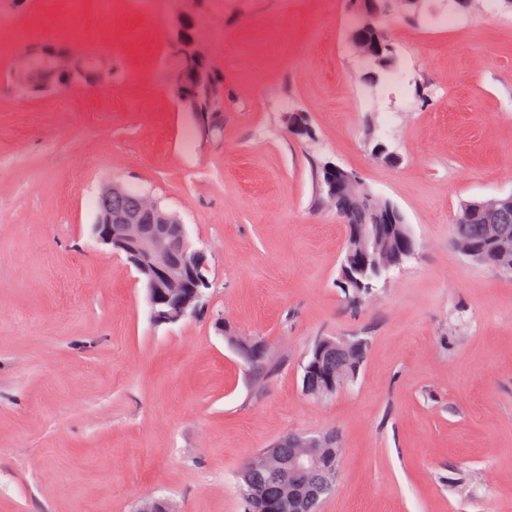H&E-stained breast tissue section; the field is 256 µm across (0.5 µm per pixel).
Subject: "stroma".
Instances as JSON below:
<instances>
[{
  "label": "stroma",
  "instance_id": "stroma-1",
  "mask_svg": "<svg viewBox=\"0 0 512 512\" xmlns=\"http://www.w3.org/2000/svg\"><path fill=\"white\" fill-rule=\"evenodd\" d=\"M185 17L211 112L173 92ZM354 22L349 0H0V512H247L241 468L298 432L342 447L319 512H512V275L453 244L463 202L512 194V13L385 16L398 67L373 84ZM47 44L91 76L20 91L23 51ZM328 162L417 242L357 305ZM109 182L161 199L206 248L198 311L156 324L144 281L97 242ZM232 334L265 341L277 370L256 381ZM322 336L368 349L319 400L302 366Z\"/></svg>",
  "mask_w": 512,
  "mask_h": 512
}]
</instances>
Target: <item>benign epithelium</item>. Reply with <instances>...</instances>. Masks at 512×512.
I'll return each instance as SVG.
<instances>
[{"instance_id": "1", "label": "benign epithelium", "mask_w": 512, "mask_h": 512, "mask_svg": "<svg viewBox=\"0 0 512 512\" xmlns=\"http://www.w3.org/2000/svg\"><path fill=\"white\" fill-rule=\"evenodd\" d=\"M421 0H351V8L361 17L350 30L349 39L361 57L377 69L391 71L398 64L394 48L382 28L381 15L391 12L414 13ZM172 51L178 62L173 89L182 101H190L201 87L211 86V77L193 48L188 35L177 41ZM45 59L40 67L24 66L14 73L23 89L50 87L67 75L79 79L83 63L73 54L58 53L48 47L38 51ZM323 185L327 195L336 201V214L348 227V235L358 245V263L342 271V279L357 288H366L362 281L367 269L388 273L401 262V257L416 251L411 233H406L397 258L379 250L384 233L390 225L401 224L404 216L392 202L383 209L368 210L353 204L348 194L360 186L356 177L337 164L323 166ZM97 222L93 233L97 240L125 255L145 282L147 304L153 321L159 325L176 323L194 312L209 287L210 264L207 250L192 246L186 225L160 203L147 204L140 193L112 184L99 197ZM465 218H479L486 225L488 239L502 243L501 226L512 225V194L485 202H473L464 210ZM330 354V343L316 348L308 370L324 372ZM338 444L336 434L310 435L293 433L275 443L277 448H290V461L304 475V484L314 479L315 466L323 462L333 467Z\"/></svg>"}]
</instances>
